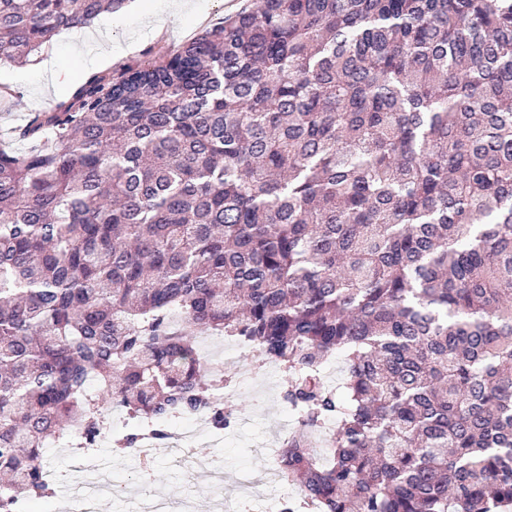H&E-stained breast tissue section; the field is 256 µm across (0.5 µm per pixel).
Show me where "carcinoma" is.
Instances as JSON below:
<instances>
[{"instance_id": "cac0c4a2", "label": "carcinoma", "mask_w": 512, "mask_h": 512, "mask_svg": "<svg viewBox=\"0 0 512 512\" xmlns=\"http://www.w3.org/2000/svg\"><path fill=\"white\" fill-rule=\"evenodd\" d=\"M125 2L0 0V60ZM14 133L0 495L49 496L93 383L159 440L229 426L191 330L284 373L277 468L318 512L512 509V0H258Z\"/></svg>"}]
</instances>
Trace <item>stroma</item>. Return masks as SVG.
I'll return each mask as SVG.
<instances>
[{
	"label": "stroma",
	"instance_id": "stroma-1",
	"mask_svg": "<svg viewBox=\"0 0 512 512\" xmlns=\"http://www.w3.org/2000/svg\"><path fill=\"white\" fill-rule=\"evenodd\" d=\"M191 2L192 9L166 17L162 33L157 37L146 34L141 19L130 10L101 14L98 21L112 39L116 65L144 58L161 40L173 47L180 46L204 27L235 14L247 0H229L225 5L220 0ZM97 52L98 47L92 40L76 37L74 31L66 30L53 36L43 57L66 66L81 81L91 74L90 58ZM72 92V86L55 83L51 73L39 63L12 62L0 66V148L24 151L23 143L11 139V129L23 124L31 112L51 110L67 100ZM282 383L283 375L276 368L257 378L236 380L231 395L223 400L224 409L233 414L232 425L224 431L223 443L215 444L205 431L192 441L197 456L223 458V485H215L196 472H174L170 467L168 445L162 442L153 449L156 493L170 498L188 491L202 508L218 494H235L244 473L257 474L266 469L270 463L267 449L280 447L295 426L293 416L280 398ZM42 453L46 467L56 471L61 481L54 497L31 503L30 512H58L80 474L75 469V457L70 449L47 446Z\"/></svg>",
	"mask_w": 512,
	"mask_h": 512
}]
</instances>
